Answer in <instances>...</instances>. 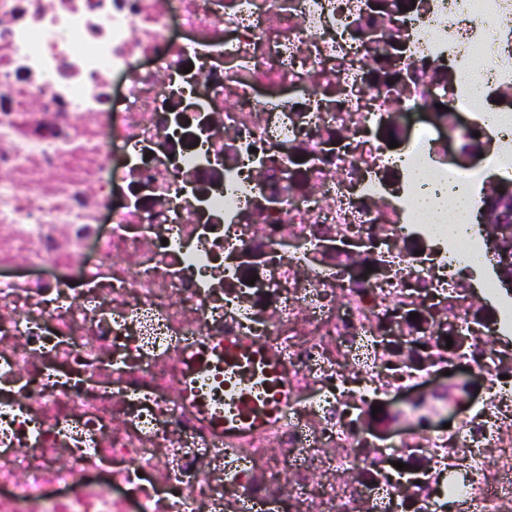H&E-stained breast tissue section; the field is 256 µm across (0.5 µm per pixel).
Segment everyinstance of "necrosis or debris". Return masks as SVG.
Wrapping results in <instances>:
<instances>
[{
	"instance_id": "4bbe7bcc",
	"label": "necrosis or debris",
	"mask_w": 512,
	"mask_h": 512,
	"mask_svg": "<svg viewBox=\"0 0 512 512\" xmlns=\"http://www.w3.org/2000/svg\"><path fill=\"white\" fill-rule=\"evenodd\" d=\"M495 112L512 0H0V512H512V297L408 206L512 183ZM224 359V432L244 431L271 421L288 397L279 363L254 342L224 338L208 357Z\"/></svg>"
}]
</instances>
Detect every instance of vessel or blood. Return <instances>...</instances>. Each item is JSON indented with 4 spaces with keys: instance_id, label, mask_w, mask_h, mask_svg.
<instances>
[{
    "instance_id": "b4317fda",
    "label": "vessel or blood",
    "mask_w": 512,
    "mask_h": 512,
    "mask_svg": "<svg viewBox=\"0 0 512 512\" xmlns=\"http://www.w3.org/2000/svg\"><path fill=\"white\" fill-rule=\"evenodd\" d=\"M213 356L224 363L225 431H244L272 420L288 397L279 363L241 338L225 339Z\"/></svg>"
}]
</instances>
